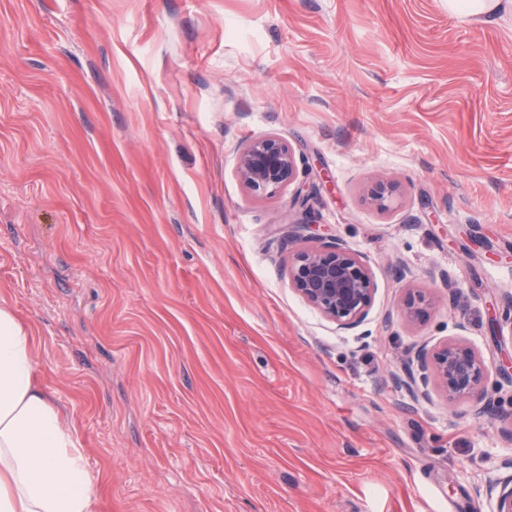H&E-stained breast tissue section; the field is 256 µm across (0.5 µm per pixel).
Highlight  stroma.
Segmentation results:
<instances>
[{
	"mask_svg": "<svg viewBox=\"0 0 512 512\" xmlns=\"http://www.w3.org/2000/svg\"><path fill=\"white\" fill-rule=\"evenodd\" d=\"M268 135L297 180L257 197L237 160ZM324 236L373 276L349 329L290 283ZM412 290L436 300L414 323ZM2 299L102 512H491L512 473V324H491L512 300V0L478 21L448 0H0ZM449 340L484 358L485 412L406 388ZM493 502L492 512H512V475L504 479L489 480L483 490Z\"/></svg>",
	"mask_w": 512,
	"mask_h": 512,
	"instance_id": "obj_1",
	"label": "stroma"
}]
</instances>
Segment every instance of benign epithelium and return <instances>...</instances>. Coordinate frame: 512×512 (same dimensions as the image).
Here are the masks:
<instances>
[{
  "label": "benign epithelium",
  "mask_w": 512,
  "mask_h": 512,
  "mask_svg": "<svg viewBox=\"0 0 512 512\" xmlns=\"http://www.w3.org/2000/svg\"><path fill=\"white\" fill-rule=\"evenodd\" d=\"M237 174L252 192L273 195L294 182L295 156L280 138L260 137L240 154ZM394 192L393 184L380 182L371 190L369 199L378 209L387 210ZM290 279L303 299L343 328L364 320L374 293L370 270L336 240L294 254ZM433 304L434 299L424 294H411L401 315L414 322ZM412 363L415 370L409 373L404 385L416 396H427L429 386L433 385L450 404L461 401L479 404L486 398L485 361L468 345L448 341L430 355L419 352ZM483 493L493 502L492 512H512V475L489 481Z\"/></svg>",
  "instance_id": "benign-epithelium-1"
}]
</instances>
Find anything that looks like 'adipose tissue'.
I'll return each mask as SVG.
<instances>
[{
  "label": "adipose tissue",
  "instance_id": "1",
  "mask_svg": "<svg viewBox=\"0 0 512 512\" xmlns=\"http://www.w3.org/2000/svg\"><path fill=\"white\" fill-rule=\"evenodd\" d=\"M32 329L0 303V512H101L75 422L36 378Z\"/></svg>",
  "mask_w": 512,
  "mask_h": 512
}]
</instances>
